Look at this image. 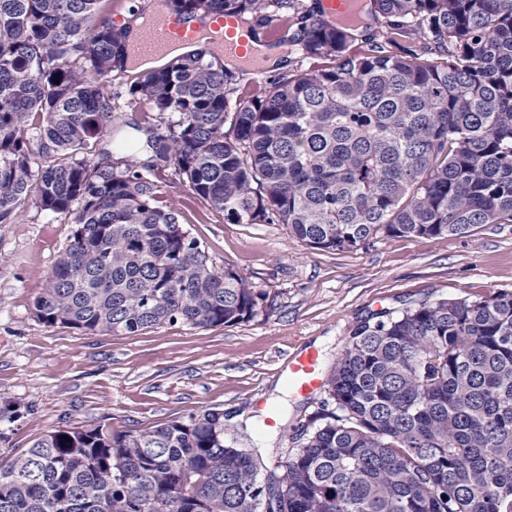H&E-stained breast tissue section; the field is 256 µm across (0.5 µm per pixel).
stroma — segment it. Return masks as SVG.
<instances>
[{"label": "stroma", "mask_w": 512, "mask_h": 512, "mask_svg": "<svg viewBox=\"0 0 512 512\" xmlns=\"http://www.w3.org/2000/svg\"><path fill=\"white\" fill-rule=\"evenodd\" d=\"M156 181L205 246L211 263L268 293L265 314L228 327L162 324L136 336L88 335L39 320L35 300L74 226L30 206L0 224V407L19 408L8 452L61 427L120 432L207 408L223 410L238 447L267 465L299 444L319 396L279 392L298 349L319 350L330 368L360 322L425 301L512 292V223L479 224L448 238L378 236L364 248L316 250L284 224H232L188 185ZM275 427H264L268 407Z\"/></svg>", "instance_id": "35a3bbf8"}]
</instances>
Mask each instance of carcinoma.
I'll return each instance as SVG.
<instances>
[{"mask_svg": "<svg viewBox=\"0 0 512 512\" xmlns=\"http://www.w3.org/2000/svg\"><path fill=\"white\" fill-rule=\"evenodd\" d=\"M280 22L317 61L243 85L205 48L127 74L112 0H0V224H75L35 302L86 334L227 327L266 311L160 200L171 171L234 224L315 249L512 223V0H170ZM126 77L141 120L101 81ZM118 158L92 149L103 137ZM287 460L235 447L224 411L49 432L0 464V512H512V292L355 328ZM23 417L0 408V443Z\"/></svg>", "mask_w": 512, "mask_h": 512, "instance_id": "1", "label": "carcinoma"}]
</instances>
